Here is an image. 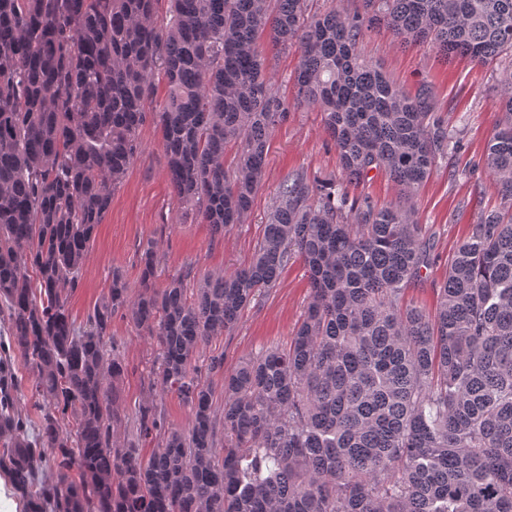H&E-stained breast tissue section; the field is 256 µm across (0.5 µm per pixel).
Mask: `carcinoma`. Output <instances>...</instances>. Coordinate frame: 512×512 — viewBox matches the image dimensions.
<instances>
[{
    "label": "carcinoma",
    "mask_w": 512,
    "mask_h": 512,
    "mask_svg": "<svg viewBox=\"0 0 512 512\" xmlns=\"http://www.w3.org/2000/svg\"><path fill=\"white\" fill-rule=\"evenodd\" d=\"M309 2L170 0L159 23L155 0H0V354L19 355L41 397L35 420L18 378L0 373V469L28 512H512V0H363L356 13ZM379 27L444 60L508 56L486 153L501 204L470 225L430 311L406 301L435 260L410 201L454 137L429 86L411 95L361 56ZM262 33L299 56L291 102ZM157 72L167 92L150 113ZM292 106L323 113L347 182L384 173L395 201L297 174L247 266L190 264L156 288L148 242L138 293L114 272L76 323L70 295L147 115L177 204L222 239L250 210ZM293 258L309 273L301 322L288 346L224 376L220 443L205 378L224 353L195 356ZM118 314L155 340L151 387L189 407L188 431L151 399L131 437L118 434Z\"/></svg>",
    "instance_id": "obj_1"
}]
</instances>
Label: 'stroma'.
I'll use <instances>...</instances> for the list:
<instances>
[{
    "label": "stroma",
    "mask_w": 512,
    "mask_h": 512,
    "mask_svg": "<svg viewBox=\"0 0 512 512\" xmlns=\"http://www.w3.org/2000/svg\"><path fill=\"white\" fill-rule=\"evenodd\" d=\"M359 49L406 91H415L424 83L430 85L439 116L459 142L458 149L440 160L438 170L413 199L415 217L426 225L438 259L410 287L407 298L428 309L435 301L434 287L443 280L448 258L468 225L476 223L480 209L500 203L496 183L484 160L486 142L499 118L500 68L495 63L479 65L466 58L446 62L423 47H399L392 34L382 28L368 32ZM139 142L140 151L90 242L82 285L70 299L76 320H83L108 293L113 271L123 274L130 293L138 292V252L146 242L154 243L157 254L155 287H165L169 277L188 264L229 275L252 260L284 179L296 174L320 180L342 178L336 150L324 131L322 113L290 109L287 119L271 137L263 185L253 198L245 222L216 240L209 225L178 210L162 133L155 122L146 121L140 128ZM309 292L303 262L292 260L276 286L243 311L236 330L212 340L208 353L224 356L223 372L208 378L216 412L224 410L225 374L267 347L287 345L300 322ZM112 336L127 363L121 408L130 417L153 395L150 376L157 346L152 337L137 331L121 316L112 320Z\"/></svg>",
    "instance_id": "35a3bbf8"
}]
</instances>
